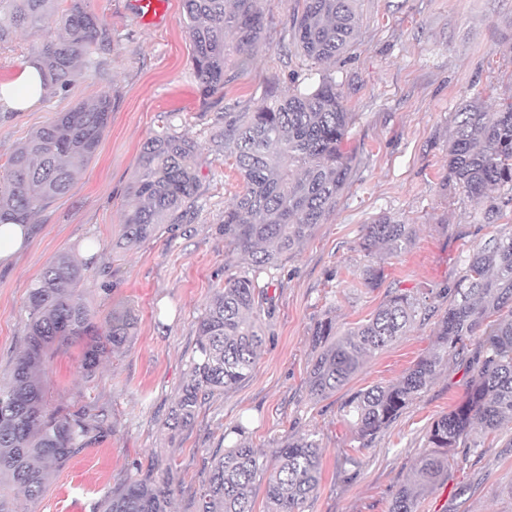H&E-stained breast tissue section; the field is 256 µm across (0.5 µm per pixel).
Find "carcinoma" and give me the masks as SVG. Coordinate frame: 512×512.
Segmentation results:
<instances>
[{
    "label": "carcinoma",
    "mask_w": 512,
    "mask_h": 512,
    "mask_svg": "<svg viewBox=\"0 0 512 512\" xmlns=\"http://www.w3.org/2000/svg\"><path fill=\"white\" fill-rule=\"evenodd\" d=\"M55 0H0V42L11 32L37 25ZM57 31L38 55L53 91L65 92L77 67L100 69L112 53L106 22L87 9V0H69ZM293 15L300 55L312 64L346 53L360 30L357 0H298ZM184 25L192 43L193 70L200 94L211 97L235 80L234 57L255 56L266 28L258 0H182ZM288 93L267 92L253 112H226L224 130L209 151L234 158L242 190L224 208V242L251 257V271L230 274L198 322L195 356L172 410L179 426L194 421L202 400L228 392L254 371L265 342L264 322L273 311L278 285L273 271L282 257L323 224L345 189L352 155L345 149L353 114L332 75L305 85L288 74ZM112 115V101L100 97L57 112L50 122L19 143L0 177V224H30L33 216L75 184L77 163L95 156ZM176 115L142 145L137 173L128 188L130 213L116 247L130 250L175 224L195 219L199 205L201 147L178 131ZM443 196L459 193L481 207L480 226L496 223L512 209V100L490 112L477 100L453 113L448 137V175ZM497 195H491V191ZM415 230L381 214L365 225L359 247L367 255L386 248L393 256L413 242ZM95 272L90 261L68 253L50 260L28 291L23 347L0 384V512H17L14 491L36 501L51 475L84 449L112 433L104 406L47 410V374L54 353L83 346V378L92 382L105 358L132 337L135 318L115 305L102 322L85 301L81 285ZM448 310L437 323L436 351L420 359L397 382L350 394L342 412L361 441L393 422L431 381L448 354L471 356L466 394L435 419L413 480L393 497L389 512H416L417 500L448 469L456 448H477L472 436L493 434L512 421V230L481 239L470 251L462 275L447 289ZM430 307L423 298L394 292L372 315L347 330L325 315L312 330L314 356L307 388L316 400L344 387L366 357L405 335ZM247 427L230 428L239 439L216 455L201 494L200 512H253L250 493L266 476L268 512H301L322 479L323 449L308 431L285 440L267 469L246 442ZM169 481L148 472L108 492L93 512H170Z\"/></svg>",
    "instance_id": "cac0c4a2"
}]
</instances>
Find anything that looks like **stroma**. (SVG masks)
<instances>
[{"instance_id": "stroma-1", "label": "stroma", "mask_w": 512, "mask_h": 512, "mask_svg": "<svg viewBox=\"0 0 512 512\" xmlns=\"http://www.w3.org/2000/svg\"><path fill=\"white\" fill-rule=\"evenodd\" d=\"M129 2L88 0L112 31V53L99 72L77 77L67 92L29 111L0 112L4 168L15 147L55 113L105 94L112 99L111 122L94 159L68 194L36 214L24 250L0 269V374L23 345L30 285L60 253L93 259L96 272L82 288L99 315L121 304L136 319L132 341L101 364L94 384L82 378L80 346L55 358V401L108 407L112 432L53 475L41 500L18 498V512H91L107 491L150 468L170 481L171 512H199L211 459L224 450L225 429L240 421L267 467L283 440L317 433L322 480L303 512H388L425 451L431 423L464 397L466 364L449 356L427 388L363 447L341 405L353 392L398 381L435 348V328L448 307L438 293L458 280L479 219L463 195L445 196L439 188L452 114L472 98L493 110L512 97V0H358L360 33L350 53L314 68L297 54L296 0H259L267 22L262 52L209 98L193 76L181 0H170L169 19L156 26L143 24ZM67 6L56 0L40 25L0 43V83L17 77ZM292 69L329 73L341 84L353 114L351 180L326 222L283 258L267 340L251 377L207 400L191 426L173 432L166 421L187 379L198 318L225 276L250 266L219 231L241 180L233 158L204 155L196 220L124 252L114 244L140 147L168 112L176 113L182 133L208 145L219 130L217 114L255 111L271 83L288 89ZM383 212L415 225L416 238L401 254L383 258L381 281L370 288L362 272L371 260L358 243L365 224ZM397 288L434 292V312L370 355L335 394L311 399L306 377L316 321L328 313L337 329H347ZM349 453L357 470L341 464ZM457 454L461 463L419 497L417 512H512V430Z\"/></svg>"}]
</instances>
